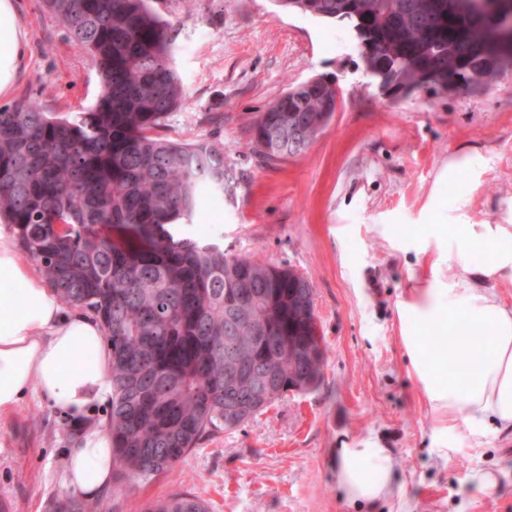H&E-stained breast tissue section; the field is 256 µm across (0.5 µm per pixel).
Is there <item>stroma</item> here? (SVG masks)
I'll use <instances>...</instances> for the list:
<instances>
[{
	"mask_svg": "<svg viewBox=\"0 0 512 512\" xmlns=\"http://www.w3.org/2000/svg\"><path fill=\"white\" fill-rule=\"evenodd\" d=\"M174 26V63L188 100L162 133L217 139L235 183L207 217L212 241L238 255L294 268L315 288L326 344L319 387L290 392L237 430L204 438L177 466L104 499V512H142L174 494L200 497L211 512H352L333 474L331 451L358 441L389 449L395 497L369 512H512V432L484 427L436 434L426 397L401 342L398 301L423 268L455 280L445 244L416 254L383 225L428 237L434 224H512V73L488 90L391 101L358 56L349 29L280 11L274 0H186ZM29 47L0 105L36 100L76 113L95 102L99 76L67 42L41 0H20ZM321 76L343 103L296 157L268 165L248 128L289 86ZM223 114L221 123L209 113ZM467 152L474 168L442 172ZM77 432L35 397L0 416V500L11 512H55ZM454 447L449 462L438 451ZM474 474L487 482H471Z\"/></svg>",
	"mask_w": 512,
	"mask_h": 512,
	"instance_id": "stroma-1",
	"label": "stroma"
}]
</instances>
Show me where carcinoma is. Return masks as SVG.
Returning <instances> with one entry per match:
<instances>
[{
	"label": "carcinoma",
	"instance_id": "1",
	"mask_svg": "<svg viewBox=\"0 0 512 512\" xmlns=\"http://www.w3.org/2000/svg\"><path fill=\"white\" fill-rule=\"evenodd\" d=\"M179 0H43L100 78L74 116L29 99L0 106V219L62 302L104 325L110 354L112 490L167 472L199 442L238 429L292 391L310 361L288 362V337L309 351L315 289L293 268L175 235L206 202L234 191L224 146L158 133L187 102L173 67ZM341 22L388 83L421 70L476 78L490 30L512 0H276ZM165 4L159 10L157 4ZM334 117L321 77L289 88L250 124L266 161L302 154ZM58 512H100L69 499ZM147 512H209L175 494Z\"/></svg>",
	"mask_w": 512,
	"mask_h": 512
}]
</instances>
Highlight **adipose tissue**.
I'll list each match as a JSON object with an SVG mask.
<instances>
[{"label": "adipose tissue", "instance_id": "obj_1", "mask_svg": "<svg viewBox=\"0 0 512 512\" xmlns=\"http://www.w3.org/2000/svg\"><path fill=\"white\" fill-rule=\"evenodd\" d=\"M28 35L14 0H0V94L17 80ZM452 282L426 280L397 304L401 338L412 374L432 411L437 432L476 431L486 422L512 429V306L478 287L475 277L512 280L511 224H442ZM492 251L484 264L472 242ZM439 328L443 348L428 349L424 331ZM34 394L82 428L62 483L86 499L101 495L112 479V435L105 424L87 425L96 406L112 400L105 329L94 316L65 309L45 278L0 235V415ZM336 484L354 512L393 496L386 448H340Z\"/></svg>", "mask_w": 512, "mask_h": 512}]
</instances>
